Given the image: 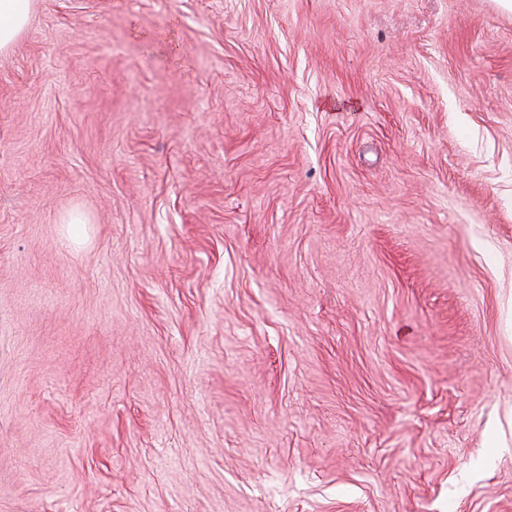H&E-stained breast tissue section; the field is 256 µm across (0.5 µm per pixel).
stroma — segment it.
Here are the masks:
<instances>
[{
  "label": "stroma",
  "mask_w": 512,
  "mask_h": 512,
  "mask_svg": "<svg viewBox=\"0 0 512 512\" xmlns=\"http://www.w3.org/2000/svg\"><path fill=\"white\" fill-rule=\"evenodd\" d=\"M0 512H512V10L38 0Z\"/></svg>",
  "instance_id": "stroma-1"
}]
</instances>
